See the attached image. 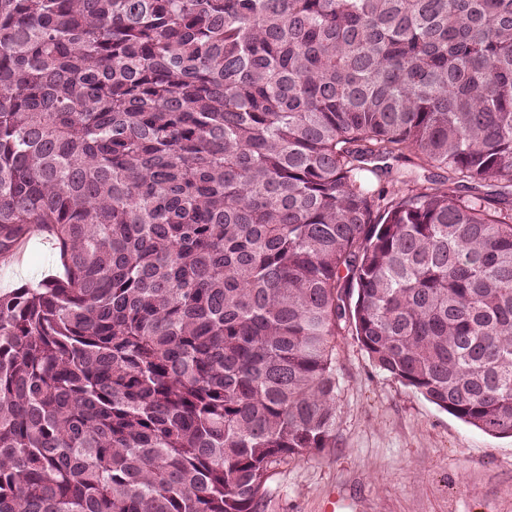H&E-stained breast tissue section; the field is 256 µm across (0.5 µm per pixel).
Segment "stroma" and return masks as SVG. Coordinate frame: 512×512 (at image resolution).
I'll list each match as a JSON object with an SVG mask.
<instances>
[{"label":"stroma","instance_id":"stroma-1","mask_svg":"<svg viewBox=\"0 0 512 512\" xmlns=\"http://www.w3.org/2000/svg\"><path fill=\"white\" fill-rule=\"evenodd\" d=\"M34 227L0 258V291L61 275ZM336 431L327 448L272 465L259 512H512V438H494L425 400L338 337Z\"/></svg>","mask_w":512,"mask_h":512}]
</instances>
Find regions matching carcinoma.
<instances>
[{"instance_id": "1", "label": "carcinoma", "mask_w": 512, "mask_h": 512, "mask_svg": "<svg viewBox=\"0 0 512 512\" xmlns=\"http://www.w3.org/2000/svg\"><path fill=\"white\" fill-rule=\"evenodd\" d=\"M34 225L0 512H258L348 332L512 437V0H0V256ZM61 273L49 232L37 226L15 255L0 258V291L3 293L22 286L35 287L42 279Z\"/></svg>"}]
</instances>
